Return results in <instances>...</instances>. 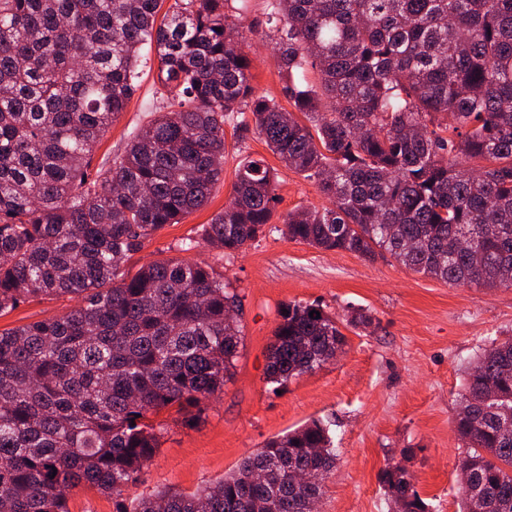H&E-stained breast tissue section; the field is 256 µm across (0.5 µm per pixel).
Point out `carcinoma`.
Returning <instances> with one entry per match:
<instances>
[{
    "label": "carcinoma",
    "mask_w": 512,
    "mask_h": 512,
    "mask_svg": "<svg viewBox=\"0 0 512 512\" xmlns=\"http://www.w3.org/2000/svg\"><path fill=\"white\" fill-rule=\"evenodd\" d=\"M0 0V313L36 296L83 305L0 331V512H68L67 490L119 494L160 445L164 409L196 419L224 391L242 305L212 267L155 261L145 240L205 206L224 174V122H253L331 206L288 212L282 234L373 261L389 254L456 287L512 288V0ZM274 44L290 108L255 93L242 45ZM171 100L91 178L93 149L136 92L144 48ZM278 201L264 162L236 169L203 227L231 256L266 232ZM482 254L475 264L471 250ZM285 306L266 383L336 358L335 318ZM455 428L463 491L512 512V341L472 367ZM305 448H316L313 455ZM331 437L314 420L190 494L133 512H313ZM57 472H52V469ZM261 474L254 482L251 476ZM401 512H426L407 472L385 471Z\"/></svg>",
    "instance_id": "cac0c4a2"
}]
</instances>
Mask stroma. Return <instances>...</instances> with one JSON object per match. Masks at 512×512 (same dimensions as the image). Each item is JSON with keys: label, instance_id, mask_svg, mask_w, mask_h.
I'll use <instances>...</instances> for the list:
<instances>
[{"label": "stroma", "instance_id": "stroma-1", "mask_svg": "<svg viewBox=\"0 0 512 512\" xmlns=\"http://www.w3.org/2000/svg\"><path fill=\"white\" fill-rule=\"evenodd\" d=\"M256 93L284 101L271 44L252 41ZM157 60L139 69L138 89L97 144L93 169L108 168L129 135L147 125L161 100ZM224 177L208 203L180 223L165 225L133 255L130 271L156 260L198 261L223 275L242 299L243 346L233 379L199 420L162 412L166 430L138 482L121 495L70 489V512H129L144 496L189 493L223 479L268 440L313 420L327 424L336 465L323 486L319 512H397L383 473L404 468L428 512H460V442L454 420L458 395L477 357L492 342L512 338V288L453 287L414 273L393 258L367 261L346 251H320L288 240L282 218L323 208L315 182L288 169L254 127L224 125ZM264 159L278 181L273 228L242 251L225 256L202 239V227L227 204L243 158ZM196 242L183 250L186 238ZM318 306L342 320L345 344L335 360L276 391L265 381L267 348L284 304ZM76 300L34 297L0 314V330L62 316ZM362 311L368 327L346 325Z\"/></svg>", "mask_w": 512, "mask_h": 512}]
</instances>
